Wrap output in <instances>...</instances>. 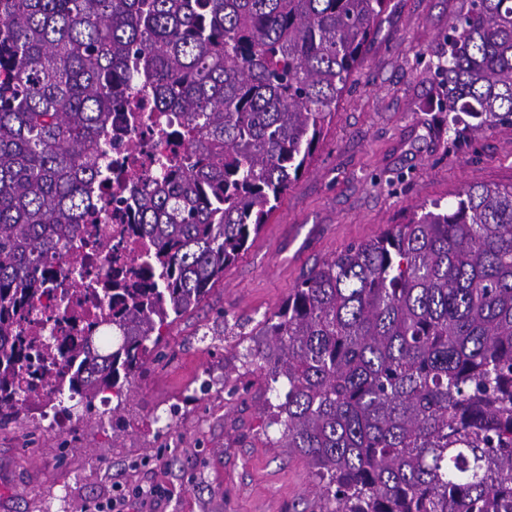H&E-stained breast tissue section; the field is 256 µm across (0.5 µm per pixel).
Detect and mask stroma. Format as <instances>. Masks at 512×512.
Returning a JSON list of instances; mask_svg holds the SVG:
<instances>
[{"mask_svg":"<svg viewBox=\"0 0 512 512\" xmlns=\"http://www.w3.org/2000/svg\"><path fill=\"white\" fill-rule=\"evenodd\" d=\"M464 0H389L307 172L209 295L163 331L120 407L62 426L0 430V512H304L306 460L271 447L268 397L239 376L237 325L273 312L317 263L453 204L469 185H512V125L448 141L431 51ZM157 487L161 497L147 496Z\"/></svg>","mask_w":512,"mask_h":512,"instance_id":"obj_1","label":"stroma"}]
</instances>
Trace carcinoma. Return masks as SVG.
I'll return each mask as SVG.
<instances>
[{"label": "carcinoma", "mask_w": 512, "mask_h": 512, "mask_svg": "<svg viewBox=\"0 0 512 512\" xmlns=\"http://www.w3.org/2000/svg\"><path fill=\"white\" fill-rule=\"evenodd\" d=\"M386 4L0 0V337L78 262L112 113L179 112L188 142L132 190L151 256L112 289L103 335L60 339L49 365L32 364L39 336L0 349V428L69 420L148 375L168 319L310 167ZM435 57L454 146L512 124V0H467ZM258 326L242 365L277 399L273 447L311 467L310 512H512V186L470 185L349 246Z\"/></svg>", "instance_id": "1"}]
</instances>
